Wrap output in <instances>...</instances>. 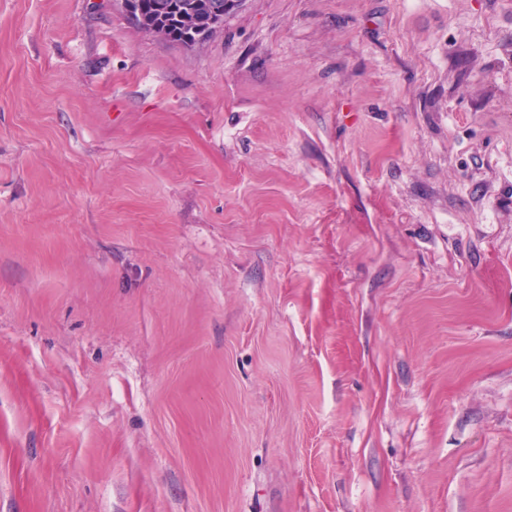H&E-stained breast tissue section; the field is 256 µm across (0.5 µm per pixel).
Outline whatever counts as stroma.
Wrapping results in <instances>:
<instances>
[{
	"mask_svg": "<svg viewBox=\"0 0 512 512\" xmlns=\"http://www.w3.org/2000/svg\"><path fill=\"white\" fill-rule=\"evenodd\" d=\"M0 512H512V0H0ZM123 10L135 23L163 39L190 46L197 42L209 17L212 0H120ZM160 3L163 5L161 6Z\"/></svg>",
	"mask_w": 512,
	"mask_h": 512,
	"instance_id": "1",
	"label": "stroma"
}]
</instances>
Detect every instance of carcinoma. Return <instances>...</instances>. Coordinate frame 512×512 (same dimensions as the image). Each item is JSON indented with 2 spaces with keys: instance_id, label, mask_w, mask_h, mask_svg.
<instances>
[{
  "instance_id": "cac0c4a2",
  "label": "carcinoma",
  "mask_w": 512,
  "mask_h": 512,
  "mask_svg": "<svg viewBox=\"0 0 512 512\" xmlns=\"http://www.w3.org/2000/svg\"><path fill=\"white\" fill-rule=\"evenodd\" d=\"M135 23L163 39L190 46L209 17L212 0H134Z\"/></svg>"
}]
</instances>
